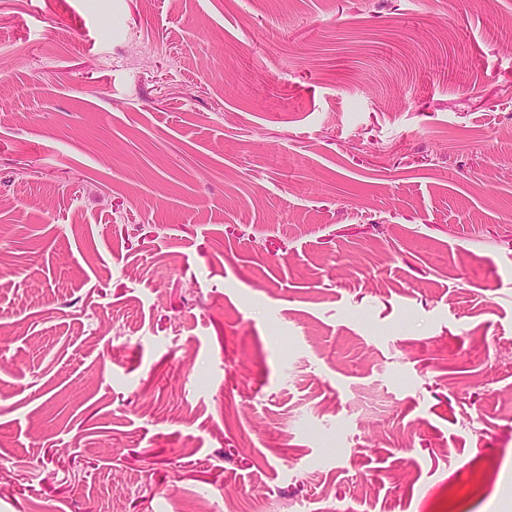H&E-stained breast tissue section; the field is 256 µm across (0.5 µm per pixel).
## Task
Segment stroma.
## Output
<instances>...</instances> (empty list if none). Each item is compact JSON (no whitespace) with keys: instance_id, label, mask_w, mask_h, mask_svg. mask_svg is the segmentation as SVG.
I'll list each match as a JSON object with an SVG mask.
<instances>
[{"instance_id":"stroma-1","label":"stroma","mask_w":512,"mask_h":512,"mask_svg":"<svg viewBox=\"0 0 512 512\" xmlns=\"http://www.w3.org/2000/svg\"><path fill=\"white\" fill-rule=\"evenodd\" d=\"M0 512H512V0H0Z\"/></svg>"}]
</instances>
